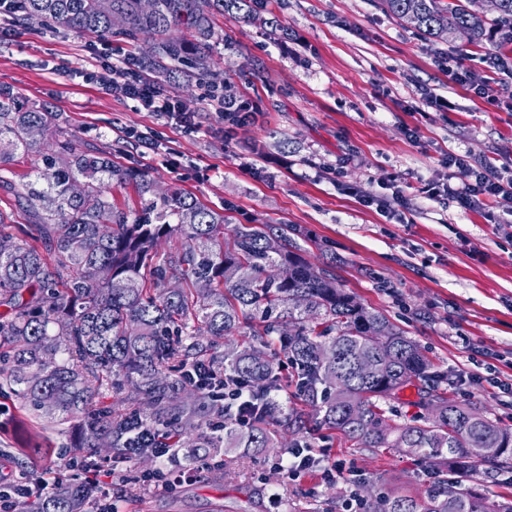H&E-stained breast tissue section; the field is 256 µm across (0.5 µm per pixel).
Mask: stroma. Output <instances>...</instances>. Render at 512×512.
<instances>
[{
    "mask_svg": "<svg viewBox=\"0 0 512 512\" xmlns=\"http://www.w3.org/2000/svg\"><path fill=\"white\" fill-rule=\"evenodd\" d=\"M212 27L211 76L189 89L158 80L194 113L195 132L86 81L100 55L119 67L134 62L149 47L145 37L0 23V83L26 102L49 103L61 117L57 139L114 145L116 161L148 171L160 189L197 196L232 223L296 225L307 260L329 245L343 288L405 330L438 369L475 374L445 386L448 399L512 428V394L496 386L512 379V212L495 203L467 211L421 192L444 174L451 152L512 165V73L483 62L490 51L512 58V44L490 30L475 44L459 34L429 41L379 0H269L256 20L224 14ZM459 53L489 80L495 104L449 84L443 63ZM223 82L256 111L229 137L210 100ZM429 94L448 98V111L431 107ZM389 174L409 200L399 221L344 190L381 194ZM0 403L9 409L0 416V464L29 484L46 481L37 459L47 448L72 457L69 424L38 420L9 394ZM314 437L352 474L291 480L275 466L285 449L272 448L262 462L221 461L169 490L142 481L160 459L124 463L112 491L121 512H344L367 490L418 495L432 483L417 457L375 453L324 428Z\"/></svg>",
    "mask_w": 512,
    "mask_h": 512,
    "instance_id": "1",
    "label": "stroma"
}]
</instances>
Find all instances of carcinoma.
Segmentation results:
<instances>
[{
	"label": "carcinoma",
	"instance_id": "carcinoma-1",
	"mask_svg": "<svg viewBox=\"0 0 512 512\" xmlns=\"http://www.w3.org/2000/svg\"><path fill=\"white\" fill-rule=\"evenodd\" d=\"M267 0H10L0 8L14 23L44 18L100 38L148 37L141 69L176 77L209 73L212 18L251 20ZM409 17L427 40L465 30L483 37L484 22L462 0H381ZM501 34L512 25V0H499ZM192 39L172 37V28ZM58 114L45 103L23 104L0 85V380L21 406L70 424L71 447L97 456L107 441L112 459L146 454L143 430L183 451L189 462L221 454L255 457L269 448H298L309 413L329 430L370 449H389L428 463L434 481L421 496L393 492L361 501L364 512H512V499H491L459 475L512 471V429L439 392L448 373L434 369L421 346L384 314L341 287L336 258L306 260L292 224H236L224 236V214L196 196L160 192L145 171L116 164L112 151L50 144ZM43 166L22 186L2 174L17 152ZM113 185L134 188L139 207L119 208ZM30 217L15 223L14 214ZM177 246L160 254L163 241ZM106 267L112 277L102 280ZM336 352L325 358L319 348ZM380 354L371 373L362 361ZM55 359L48 367L44 359ZM203 364L215 375L195 383ZM418 407L400 421L393 401L414 380ZM242 384L252 424H237V406L220 399L225 384ZM294 386L304 408L278 393ZM107 389L120 406L100 400ZM471 448H498L489 461ZM95 484L51 488L24 512H85Z\"/></svg>",
	"mask_w": 512,
	"mask_h": 512
}]
</instances>
